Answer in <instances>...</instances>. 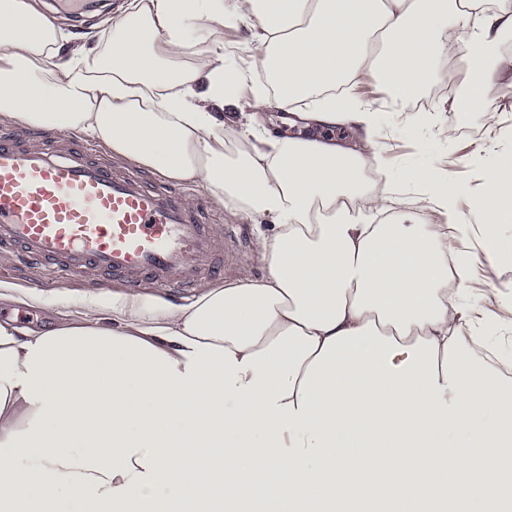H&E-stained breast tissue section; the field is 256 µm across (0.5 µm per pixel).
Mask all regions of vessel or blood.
I'll use <instances>...</instances> for the list:
<instances>
[{"mask_svg": "<svg viewBox=\"0 0 512 512\" xmlns=\"http://www.w3.org/2000/svg\"><path fill=\"white\" fill-rule=\"evenodd\" d=\"M59 276L94 270L143 287L189 288L222 269L203 202L149 182L60 132L0 131V254Z\"/></svg>", "mask_w": 512, "mask_h": 512, "instance_id": "obj_1", "label": "vessel or blood"}]
</instances>
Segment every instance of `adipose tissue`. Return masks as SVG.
<instances>
[{"label": "adipose tissue", "mask_w": 512, "mask_h": 512, "mask_svg": "<svg viewBox=\"0 0 512 512\" xmlns=\"http://www.w3.org/2000/svg\"><path fill=\"white\" fill-rule=\"evenodd\" d=\"M243 25L251 64L226 67ZM509 32L512 0H126L80 32L0 0V117L202 186L266 268L187 304L115 291L48 331L0 321V512H512V381L483 359L463 249L476 224L512 254V155L464 213L441 171L386 180L381 124L457 56L496 128ZM368 73L386 108L354 94ZM270 102L352 141L268 129ZM400 185L425 211H393Z\"/></svg>", "instance_id": "ef3b65f1"}]
</instances>
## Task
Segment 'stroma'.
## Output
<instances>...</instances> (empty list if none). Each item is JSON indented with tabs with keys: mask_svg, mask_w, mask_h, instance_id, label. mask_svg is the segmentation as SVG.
<instances>
[{
	"mask_svg": "<svg viewBox=\"0 0 512 512\" xmlns=\"http://www.w3.org/2000/svg\"><path fill=\"white\" fill-rule=\"evenodd\" d=\"M465 62L445 61L440 65L442 75L418 96L422 110L436 114L435 122L417 125L411 115H404L389 123L386 130V162L389 176H397L402 168L414 166L422 170L439 168L447 172L450 185L458 196L461 210L475 208L484 177L492 169L495 159L512 154V80L494 83L491 99L499 114L496 132H489L486 117L480 112L465 110L461 99H450L448 84L457 91L466 88ZM456 128L453 136L441 132L443 124ZM224 224L242 226L247 245L228 272L205 277L201 288L218 283L234 282L242 270L254 277H262L264 264L253 225L243 214L221 213ZM468 249L473 266L470 288L480 301L484 318H492L503 294L512 292V263L504 264L489 259L479 236H472ZM0 284L8 286L10 299L0 300V320H14L20 327L46 329L51 324L44 311L26 303L29 292L36 291L54 300L56 316H75L82 297L92 293H109L117 289L114 281L95 283L83 278L51 281L42 278L37 270L26 268L11 256L0 257Z\"/></svg>",
	"mask_w": 512,
	"mask_h": 512,
	"instance_id": "stroma-1",
	"label": "stroma"
}]
</instances>
